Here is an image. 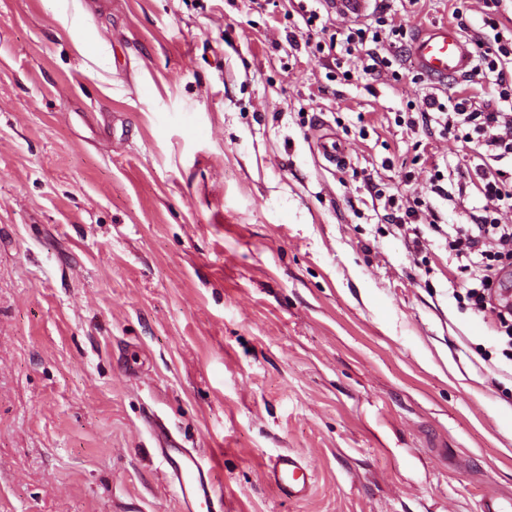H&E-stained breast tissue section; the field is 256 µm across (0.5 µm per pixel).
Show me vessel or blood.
<instances>
[{
  "label": "vessel or blood",
  "mask_w": 512,
  "mask_h": 512,
  "mask_svg": "<svg viewBox=\"0 0 512 512\" xmlns=\"http://www.w3.org/2000/svg\"><path fill=\"white\" fill-rule=\"evenodd\" d=\"M408 56L430 82L442 86L460 78L471 67L473 56L461 33L449 23L421 28L412 39ZM165 475L176 488L181 512H210L215 493V457L204 458L180 445L166 431L154 432ZM262 476L291 499L307 498L314 470L302 456L289 452L269 458Z\"/></svg>",
  "instance_id": "obj_1"
}]
</instances>
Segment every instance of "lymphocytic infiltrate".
<instances>
[{
    "label": "lymphocytic infiltrate",
    "instance_id": "f902f5d3",
    "mask_svg": "<svg viewBox=\"0 0 512 512\" xmlns=\"http://www.w3.org/2000/svg\"><path fill=\"white\" fill-rule=\"evenodd\" d=\"M402 28L391 24L386 6H379L373 24L352 29L343 42L335 38L317 41V51L335 52L343 49L345 54L363 47L365 42L396 40L403 37ZM494 44L479 54L475 73L494 74L500 100L512 102V78L507 77L501 62L502 57L512 51L503 45L501 35H494ZM423 126H438L441 134L453 135L476 158V174L479 190L486 200L483 216L479 221L457 227L448 239V248L461 258H475L474 276L477 287L468 289L466 297L477 312L496 310L499 321H506L512 309L495 308L491 287L504 270L505 261L512 259V225L498 223L495 213L500 204L512 202V179L501 170H489L488 161H499L512 156V116L495 112L480 105L474 97L462 96L451 103L441 102L438 95L425 96L419 118H408L407 126L415 123Z\"/></svg>",
    "mask_w": 512,
    "mask_h": 512
}]
</instances>
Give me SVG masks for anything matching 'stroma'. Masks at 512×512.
<instances>
[{
  "label": "stroma",
  "mask_w": 512,
  "mask_h": 512,
  "mask_svg": "<svg viewBox=\"0 0 512 512\" xmlns=\"http://www.w3.org/2000/svg\"><path fill=\"white\" fill-rule=\"evenodd\" d=\"M388 4L410 36L459 13L512 38V0ZM307 39L287 0H0V512H180L158 421L218 454L223 512L512 494V341L448 250L475 165L400 119L430 93L512 104L432 84L402 42L374 77ZM391 194L421 199L418 239ZM283 451L309 498L263 481Z\"/></svg>",
  "instance_id": "obj_1"
}]
</instances>
